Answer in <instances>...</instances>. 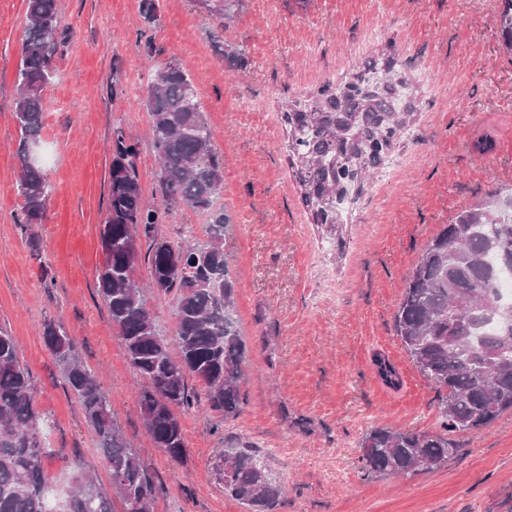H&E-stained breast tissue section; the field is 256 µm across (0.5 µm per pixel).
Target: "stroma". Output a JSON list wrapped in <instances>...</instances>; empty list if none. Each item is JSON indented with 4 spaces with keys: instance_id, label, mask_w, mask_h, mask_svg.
Segmentation results:
<instances>
[{
    "instance_id": "35a3bbf8",
    "label": "stroma",
    "mask_w": 512,
    "mask_h": 512,
    "mask_svg": "<svg viewBox=\"0 0 512 512\" xmlns=\"http://www.w3.org/2000/svg\"><path fill=\"white\" fill-rule=\"evenodd\" d=\"M162 4L146 44L139 0H58L41 161L52 193L42 223L26 228L13 118L25 0H0V327L37 386L52 484L67 493L80 462L101 482L109 473L39 334L49 319L64 323L107 393L156 485L153 512H245L212 468L237 445L264 456L285 486L272 512H512L510 412L465 434L456 457L433 472L377 477L361 450L378 426L438 431L435 385L393 327L404 279L459 211L512 195V56L500 45L498 0H309L303 10L294 0H243L229 20L191 0ZM222 41L244 50L245 69L225 68L213 49ZM394 54L413 120L331 237L301 202L282 106L348 79L365 58ZM172 60L189 71L223 163L214 205L232 221L224 249L249 350L236 419L181 413L183 465L156 448L139 416L131 368L95 287L114 130L135 137L143 194L161 202L142 100ZM481 141L491 151L480 152ZM207 224V215L179 208L156 237L200 240ZM377 352L399 370L400 389L378 379Z\"/></svg>"
}]
</instances>
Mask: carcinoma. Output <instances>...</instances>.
<instances>
[{
	"instance_id": "obj_1",
	"label": "carcinoma",
	"mask_w": 512,
	"mask_h": 512,
	"mask_svg": "<svg viewBox=\"0 0 512 512\" xmlns=\"http://www.w3.org/2000/svg\"><path fill=\"white\" fill-rule=\"evenodd\" d=\"M203 12L228 18L242 0H192ZM498 33L512 53V0H498ZM143 28L161 20L162 0H139ZM60 27L57 0H25L24 52L17 68L14 121L16 157L22 171L18 193L24 224H40L51 192L38 166L26 163L28 144L41 138L44 94L55 71ZM215 51L228 69L246 66L242 50L218 43ZM394 59L371 57L348 81L327 82L312 96L293 100L282 112L288 128V161L313 223L334 230L340 224L334 191L364 184L383 162L413 115L402 104L404 83L391 75ZM151 118L153 148L163 207L148 204L135 171L136 144L123 130L112 136L108 207L101 228L104 264L96 278L126 360L142 382L139 413L156 447L169 461H187L176 410L201 405L238 416L247 380L248 349L235 303L236 282L224 238L231 219L214 208L222 182L221 163L187 68L170 61L159 68L142 100ZM208 215L207 238L160 242L155 228L176 208ZM147 256L149 283L135 275L141 249ZM512 263V200L474 205L460 211L428 242L406 278L394 314V330L407 355L442 394L436 411L440 430L413 433L388 427L368 431L361 442L365 468L380 477H411L443 467L461 447L460 438L493 424L512 411V311L500 308L497 279L490 268ZM173 294L176 327L165 335L147 308V289ZM65 388L97 438L111 488L77 467L65 499L50 500L37 388L22 363L13 336L0 327V512H113L112 496L123 512H152L155 488L112 416L106 393L79 357L77 343L60 321L40 330ZM176 346L179 358L170 354ZM382 382L402 385L394 364L374 357ZM203 385L191 394L187 379ZM224 492L247 512H270L283 488L267 460L245 448H226L215 463Z\"/></svg>"
}]
</instances>
